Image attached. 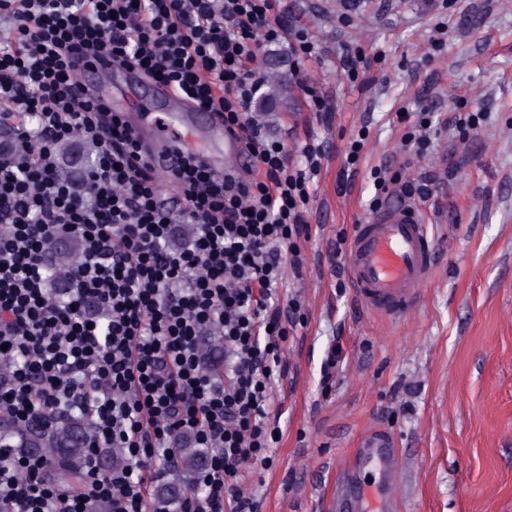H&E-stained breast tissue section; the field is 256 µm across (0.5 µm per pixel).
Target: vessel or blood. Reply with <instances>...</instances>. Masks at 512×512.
Wrapping results in <instances>:
<instances>
[{
    "label": "vessel or blood",
    "mask_w": 512,
    "mask_h": 512,
    "mask_svg": "<svg viewBox=\"0 0 512 512\" xmlns=\"http://www.w3.org/2000/svg\"><path fill=\"white\" fill-rule=\"evenodd\" d=\"M111 64L96 62L84 67L82 83L86 96L105 97L112 84ZM210 130L224 142V160L215 163L219 172L249 176L252 162L238 138L226 131L214 117H207ZM162 132L147 135L145 120L131 121L130 126L145 145L146 159L155 173L170 172L175 161L187 149L191 128L164 126L155 119ZM348 273L360 303L368 310L391 318L405 313L415 302L420 287L433 269L430 231L418 208L407 200L391 197L359 224L354 225L348 253ZM374 468L378 482L373 491L358 482L356 473ZM397 450L382 433L366 435L359 444L353 470L336 485V506L341 512H395L396 500L390 490L398 481Z\"/></svg>",
    "instance_id": "vessel-or-blood-1"
}]
</instances>
